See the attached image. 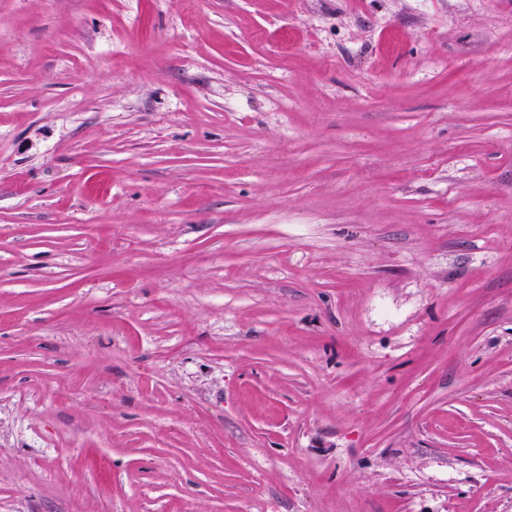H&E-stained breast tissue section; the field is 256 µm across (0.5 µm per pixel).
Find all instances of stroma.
Segmentation results:
<instances>
[{
    "instance_id": "1",
    "label": "stroma",
    "mask_w": 512,
    "mask_h": 512,
    "mask_svg": "<svg viewBox=\"0 0 512 512\" xmlns=\"http://www.w3.org/2000/svg\"><path fill=\"white\" fill-rule=\"evenodd\" d=\"M0 512H512V0H0Z\"/></svg>"
}]
</instances>
